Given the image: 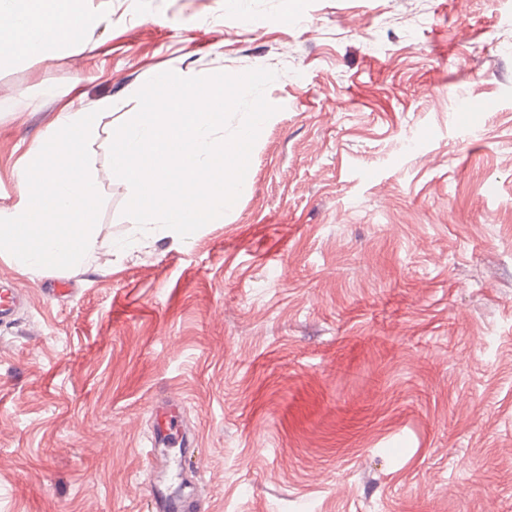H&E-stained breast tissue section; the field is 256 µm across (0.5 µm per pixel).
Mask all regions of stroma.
I'll return each mask as SVG.
<instances>
[{"instance_id":"obj_1","label":"stroma","mask_w":512,"mask_h":512,"mask_svg":"<svg viewBox=\"0 0 512 512\" xmlns=\"http://www.w3.org/2000/svg\"><path fill=\"white\" fill-rule=\"evenodd\" d=\"M0 68V206L71 104L121 262L0 281V512H512V0H93ZM276 72L246 189L133 234L109 132L155 74ZM54 94H45V87ZM484 104L460 112L458 97ZM422 138L421 151L403 142ZM195 443L152 461L155 406ZM156 512H192L198 509L199 502L190 495L167 493L157 485L150 489Z\"/></svg>"}]
</instances>
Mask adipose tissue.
Instances as JSON below:
<instances>
[{
  "instance_id": "adipose-tissue-1",
  "label": "adipose tissue",
  "mask_w": 512,
  "mask_h": 512,
  "mask_svg": "<svg viewBox=\"0 0 512 512\" xmlns=\"http://www.w3.org/2000/svg\"><path fill=\"white\" fill-rule=\"evenodd\" d=\"M103 21L89 0H0V67L50 58Z\"/></svg>"
}]
</instances>
